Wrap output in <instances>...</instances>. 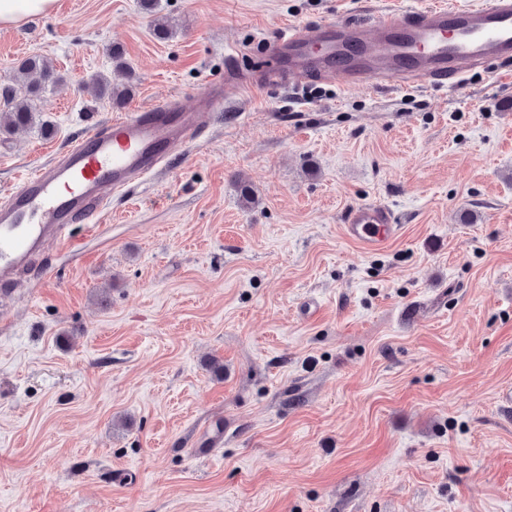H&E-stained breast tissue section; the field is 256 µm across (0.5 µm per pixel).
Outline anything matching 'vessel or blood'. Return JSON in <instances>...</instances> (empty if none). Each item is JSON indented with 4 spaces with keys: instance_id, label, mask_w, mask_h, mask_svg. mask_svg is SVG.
Segmentation results:
<instances>
[{
    "instance_id": "obj_1",
    "label": "vessel or blood",
    "mask_w": 512,
    "mask_h": 512,
    "mask_svg": "<svg viewBox=\"0 0 512 512\" xmlns=\"http://www.w3.org/2000/svg\"><path fill=\"white\" fill-rule=\"evenodd\" d=\"M269 65L256 82L285 85L290 73L323 79L344 76L347 85L387 83L408 90L424 83L460 88L488 60L490 79L512 78V0H432L421 8H383L375 34L359 18L288 27L269 47ZM255 82L242 78L240 89ZM224 103L208 92L195 107L179 100L113 118L90 129L58 159L23 173L0 203V284L51 243L70 246V227L91 224L107 204V191L127 189L162 163L169 150L192 142L209 112ZM350 240L370 253L385 250L398 232L382 204L353 206L344 219Z\"/></svg>"
}]
</instances>
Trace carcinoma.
<instances>
[{"instance_id": "1", "label": "carcinoma", "mask_w": 512, "mask_h": 512, "mask_svg": "<svg viewBox=\"0 0 512 512\" xmlns=\"http://www.w3.org/2000/svg\"><path fill=\"white\" fill-rule=\"evenodd\" d=\"M52 77L53 73L37 57H28L19 62L14 84L0 89V131L28 129L37 125L35 100ZM92 87L96 96L116 104L122 103L130 95L128 87L114 85L104 77L94 79Z\"/></svg>"}]
</instances>
